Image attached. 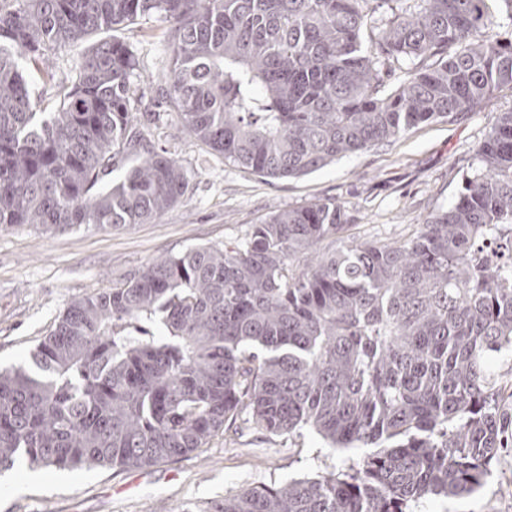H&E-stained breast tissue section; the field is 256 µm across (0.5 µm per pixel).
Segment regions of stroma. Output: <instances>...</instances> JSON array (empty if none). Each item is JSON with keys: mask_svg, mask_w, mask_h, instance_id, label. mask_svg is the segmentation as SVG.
Returning a JSON list of instances; mask_svg holds the SVG:
<instances>
[{"mask_svg": "<svg viewBox=\"0 0 512 512\" xmlns=\"http://www.w3.org/2000/svg\"><path fill=\"white\" fill-rule=\"evenodd\" d=\"M168 23L153 17L120 30L140 60L132 89L153 143L189 176L183 199L158 219L109 231L34 225L0 230V370L28 360L75 298L125 281L156 259L246 237L280 210L332 199L358 241L401 242L430 214L450 208L476 166V149L512 89L493 92L447 120L420 124L392 143L347 155L298 178L271 179L225 164L164 101ZM369 447L333 449L311 430L270 436L236 421L201 451L151 467L77 470L16 465L0 474V512H208L225 494L316 478L360 462ZM417 512H512V453L492 465L481 492L432 496Z\"/></svg>", "mask_w": 512, "mask_h": 512, "instance_id": "stroma-1", "label": "stroma"}]
</instances>
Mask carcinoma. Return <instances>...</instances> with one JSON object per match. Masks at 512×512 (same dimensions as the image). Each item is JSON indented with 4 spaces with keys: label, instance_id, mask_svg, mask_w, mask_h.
<instances>
[{
    "label": "carcinoma",
    "instance_id": "1",
    "mask_svg": "<svg viewBox=\"0 0 512 512\" xmlns=\"http://www.w3.org/2000/svg\"><path fill=\"white\" fill-rule=\"evenodd\" d=\"M492 2L0 0V228L145 224L185 195L184 169L134 121L140 62L120 29L169 22L183 127L283 179L512 88ZM93 35L56 81V51ZM476 159L457 202L401 244L341 239L346 209L318 201L73 301L28 365L0 372V471L155 465L245 413L273 435L375 451L208 512H412L478 492L512 447V385L492 368L512 360V112Z\"/></svg>",
    "mask_w": 512,
    "mask_h": 512
}]
</instances>
